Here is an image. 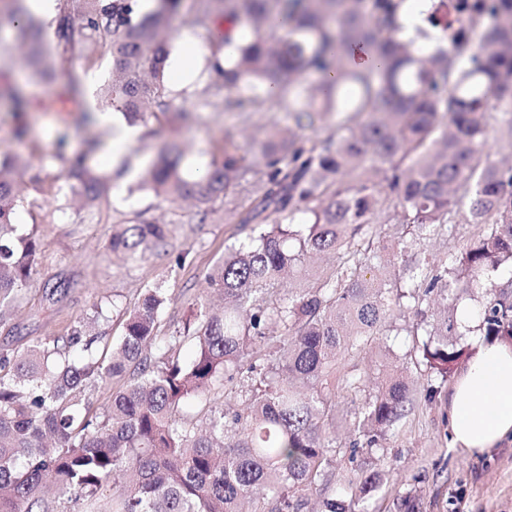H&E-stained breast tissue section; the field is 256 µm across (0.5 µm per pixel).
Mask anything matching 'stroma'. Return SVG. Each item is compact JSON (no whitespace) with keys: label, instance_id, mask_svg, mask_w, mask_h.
Masks as SVG:
<instances>
[{"label":"stroma","instance_id":"1","mask_svg":"<svg viewBox=\"0 0 512 512\" xmlns=\"http://www.w3.org/2000/svg\"><path fill=\"white\" fill-rule=\"evenodd\" d=\"M215 21V15L204 12L197 0H185L182 14L170 21V37L176 40L188 33L211 45L218 37ZM73 75L93 80L98 87L108 83L112 78L111 44H93L88 54L58 63L49 82L25 77L20 62L0 49V85L23 81L30 100L20 117L8 104L0 103V153L18 155L25 163L20 174L23 201L18 222L23 233L33 234L41 246L29 286L9 319L0 321V353L67 335L80 318L99 310L104 317L97 323L98 332L105 340H116L122 309L137 304L143 289L158 285L172 291L161 314L162 333L182 325L196 298L205 293L207 278L225 249L248 241L258 229L253 224L235 223L237 202L233 199L216 202L211 220L196 223L194 210L187 203L142 190L140 177L123 180V170L146 169L166 142L176 140L188 145L183 171L191 178L217 158L216 146L225 133H232L235 144L245 151L256 148L270 130L288 125L287 112L275 102L266 103L258 112L225 111L220 99L206 105L195 97L174 102V111L187 113V120L144 124L121 169L108 170L101 203L87 213L78 210L64 173L69 158L84 151L88 141L106 142L111 133L84 123L81 113L67 111L60 95ZM22 122L30 132L20 139L15 131ZM64 130L69 133V143L62 148L57 139ZM136 217L168 224L175 248L190 252L184 268L173 270L172 254L163 251L131 259L112 254L109 242L114 224ZM380 219L378 266L389 283L403 279L418 252L438 261L459 257L480 230L476 224H457L451 231L422 240L400 224L395 209H386ZM59 280L67 283V293L56 301L46 300L44 285ZM488 293L484 279L470 278L468 287L449 288L447 300L429 302L422 314L395 316L387 335L347 358L346 370L362 375L365 385L356 393L337 388L340 417L353 414L382 378L395 371L410 380L409 402L404 418L385 433L377 448L351 449L349 427L341 425L336 432L334 468L318 489L304 492L303 512H320L323 500L338 495L347 480L364 470L386 475L384 485L368 504L370 512H404L400 497L407 491L414 498V512H512V439L484 454L453 446L448 422L453 380L422 363L421 339L416 334L417 323L437 321L443 312H455L459 305L483 308ZM429 384L439 389L431 402L425 397Z\"/></svg>","mask_w":512,"mask_h":512}]
</instances>
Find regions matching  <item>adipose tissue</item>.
<instances>
[{"label":"adipose tissue","instance_id":"adipose-tissue-1","mask_svg":"<svg viewBox=\"0 0 512 512\" xmlns=\"http://www.w3.org/2000/svg\"><path fill=\"white\" fill-rule=\"evenodd\" d=\"M219 60L211 58L199 41L182 39L170 47L167 70L174 77L171 88L177 97L189 96L200 79L203 67L217 69ZM84 105L93 110L97 124L111 131L102 154L120 162L141 129L124 121L121 112L100 111L92 96ZM461 331L467 332L475 346L474 354L458 373L448 405L454 447L482 453L512 437V345L487 342L476 330L477 317L471 306L457 310Z\"/></svg>","mask_w":512,"mask_h":512}]
</instances>
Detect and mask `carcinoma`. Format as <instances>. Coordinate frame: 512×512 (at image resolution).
I'll return each mask as SVG.
<instances>
[{"instance_id":"cac0c4a2","label":"carcinoma","mask_w":512,"mask_h":512,"mask_svg":"<svg viewBox=\"0 0 512 512\" xmlns=\"http://www.w3.org/2000/svg\"><path fill=\"white\" fill-rule=\"evenodd\" d=\"M136 0H63L56 17L59 55L83 54L80 20L90 38L112 43L107 103L130 122L173 114L164 82L170 19L184 0H157L133 18ZM240 28L211 47L231 65L198 96L224 95V109L243 112L284 101L292 126L272 130L241 154L224 133V158L201 179L181 170L183 153L166 146L147 170L158 196L190 201L198 223L212 205L253 187L237 223L258 235L232 246L208 276L224 302L202 299L152 355L160 315L171 295L148 288L124 312L122 333L99 346L93 322L70 333L0 355V512H300L302 491L317 488L336 459V390L328 379L346 357L383 334L395 312L422 313L470 273L512 266V163L484 154L494 114L512 108V0H435L427 21L450 34L430 55L397 38L406 0H199ZM463 23L448 32V8ZM481 37L473 45L469 32ZM33 73L49 74L47 48L27 0H0V44ZM362 44L382 59L376 70L351 66ZM0 98L23 112L28 98L11 84ZM329 112L336 130L314 141ZM19 158L0 154V320L37 264L38 241L14 224L22 199ZM66 182L81 206L99 199L103 177L75 157ZM394 206L402 224L431 236L449 224L486 229L459 262L438 269L416 259L400 284L377 274L378 212ZM302 214L310 215L305 228ZM169 244L166 224L138 220L112 233V253L132 258ZM342 252L334 272L303 294L285 293L298 262ZM479 330L512 342V279L490 283ZM443 317L426 330L423 359L447 376L462 352L448 343ZM124 380L102 409L92 388ZM234 390L224 391L226 384ZM410 386L390 376L355 412L368 448L404 417ZM378 471L348 480L346 495L321 512H368L383 485ZM112 495H107V490Z\"/></svg>"}]
</instances>
